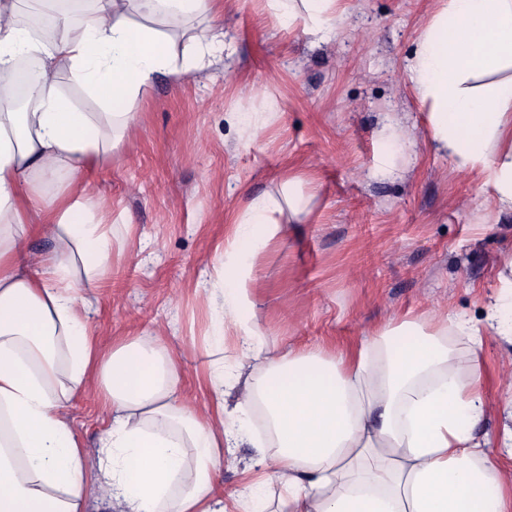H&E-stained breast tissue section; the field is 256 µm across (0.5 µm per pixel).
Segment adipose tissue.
<instances>
[{
    "mask_svg": "<svg viewBox=\"0 0 512 512\" xmlns=\"http://www.w3.org/2000/svg\"><path fill=\"white\" fill-rule=\"evenodd\" d=\"M442 2L422 26L407 78L432 105V150L482 173L499 210L512 212V0ZM268 5L322 38L344 14L340 0ZM223 8V0H93L76 25L58 11L48 40L36 35L42 8L23 15L19 0H0V512H88L91 474L121 512H512V489L488 454L494 446L512 457V399L499 433L478 432L480 364L452 346L478 348L489 332L512 344V256L484 323L448 311L391 316L336 354L264 349L245 311L247 271L225 263L220 322L242 329L239 348L254 363L230 420L223 360L204 379L214 409L204 421L161 337L97 346L83 292L112 264V225L91 165L128 131L127 106L157 75L203 69L224 50L213 28L175 48L187 21ZM63 69L99 111L64 93ZM20 98L24 111H7ZM306 206L300 178H289L279 193L251 200L235 235L252 241L258 225ZM27 207L42 224L24 222ZM36 231L54 250L33 259L22 243ZM92 383L108 412L93 451L65 413ZM257 409L267 445L250 423ZM245 444L258 454V476L225 495L217 475ZM270 480L278 498L256 497Z\"/></svg>",
    "mask_w": 512,
    "mask_h": 512,
    "instance_id": "adipose-tissue-1",
    "label": "adipose tissue"
}]
</instances>
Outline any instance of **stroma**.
Listing matches in <instances>:
<instances>
[{
  "mask_svg": "<svg viewBox=\"0 0 512 512\" xmlns=\"http://www.w3.org/2000/svg\"><path fill=\"white\" fill-rule=\"evenodd\" d=\"M440 0H346L325 41L303 22L281 23L266 0H224L214 26L226 49L210 67L162 74L130 107L134 133L95 165L111 205L112 267L90 289L101 346L161 335L178 358L194 407L218 321L225 256L251 267L252 313L268 346L333 350L359 342L391 314L418 318L447 308L481 321V301L512 255V212L427 145L429 104L404 77L421 24ZM238 112L264 119L243 145ZM301 177L300 223L256 243L233 224L250 201ZM478 354L488 410L502 425L512 396V346L484 339ZM67 411L95 449L105 416L94 393Z\"/></svg>",
  "mask_w": 512,
  "mask_h": 512,
  "instance_id": "1",
  "label": "stroma"
}]
</instances>
